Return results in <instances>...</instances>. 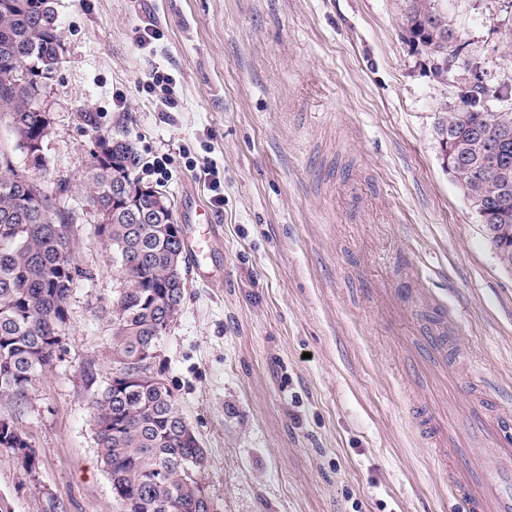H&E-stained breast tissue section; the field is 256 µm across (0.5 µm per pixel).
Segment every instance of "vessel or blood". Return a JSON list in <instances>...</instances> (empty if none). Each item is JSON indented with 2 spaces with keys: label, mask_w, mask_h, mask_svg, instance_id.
I'll use <instances>...</instances> for the list:
<instances>
[{
  "label": "vessel or blood",
  "mask_w": 512,
  "mask_h": 512,
  "mask_svg": "<svg viewBox=\"0 0 512 512\" xmlns=\"http://www.w3.org/2000/svg\"><path fill=\"white\" fill-rule=\"evenodd\" d=\"M421 436L448 472V489L461 512H512V442L491 447L512 430V411L458 416L428 411L416 421Z\"/></svg>",
  "instance_id": "vessel-or-blood-1"
}]
</instances>
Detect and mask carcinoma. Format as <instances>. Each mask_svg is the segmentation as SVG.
<instances>
[{"instance_id": "carcinoma-1", "label": "carcinoma", "mask_w": 512, "mask_h": 512, "mask_svg": "<svg viewBox=\"0 0 512 512\" xmlns=\"http://www.w3.org/2000/svg\"><path fill=\"white\" fill-rule=\"evenodd\" d=\"M54 0H0V124L16 142L0 138V402L27 399L33 384L60 359L69 325L66 300L85 271L74 262V215L43 191L33 198L19 184L15 151L28 153L29 141L45 125L37 111L39 82L22 84L11 78L16 67L32 72L62 49ZM402 29L436 77L448 75V41L454 30L437 0H406ZM490 90L476 85L461 106H444L437 133L464 156L457 186L460 193L480 186L494 198L479 222L499 224L512 234V140L497 148L473 136L512 129V112H486ZM112 149L117 173L135 178L139 155L133 143L110 134L95 137ZM508 160V183L492 181ZM84 190L98 210H112V182L99 170L86 177ZM145 220L129 222L119 213L98 230L117 258L125 286L112 300L123 318L112 323V368L144 363L154 344L170 331L162 308L175 294L180 312L187 288L184 244L164 234L174 223L144 207ZM100 463L110 475L117 512H207L199 500L205 454H194L195 439L183 437L186 420L170 387L141 385L116 390L112 383L91 400ZM191 473L180 461L189 457Z\"/></svg>"}]
</instances>
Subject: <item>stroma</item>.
I'll return each mask as SVG.
<instances>
[{"label": "stroma", "mask_w": 512, "mask_h": 512, "mask_svg": "<svg viewBox=\"0 0 512 512\" xmlns=\"http://www.w3.org/2000/svg\"><path fill=\"white\" fill-rule=\"evenodd\" d=\"M460 60L428 76L403 0H55L61 62L44 90L41 181L75 210L60 361L23 405L0 402L39 458L0 449V512H116L91 398L112 376L110 306L124 277L83 182L100 133L127 135L138 173L217 224L161 343L178 407L207 454L219 512H458L412 428L432 400L408 373L421 337L455 326L440 409L512 394V273L442 163L441 106L478 65L512 110V0H440ZM160 30L144 40L146 29ZM172 76L174 109L149 89ZM216 166L223 205L198 168ZM489 378L469 390L474 367ZM8 437V439H15L19 441L27 440L25 434L18 428H16L15 432L11 433ZM28 442H22L20 444L23 446L22 448H15L13 455L20 463L19 465H23L25 467L29 475L36 476L37 471L39 470V463L37 458L31 453L30 448H32V446L28 445ZM25 445H28L27 448H25Z\"/></svg>", "instance_id": "obj_1"}]
</instances>
